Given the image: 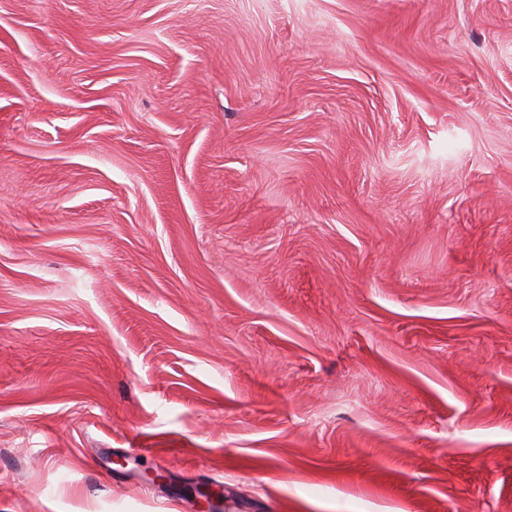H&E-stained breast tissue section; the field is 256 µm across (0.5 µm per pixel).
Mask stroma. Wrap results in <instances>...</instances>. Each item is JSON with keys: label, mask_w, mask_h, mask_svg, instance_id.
Wrapping results in <instances>:
<instances>
[{"label": "stroma", "mask_w": 512, "mask_h": 512, "mask_svg": "<svg viewBox=\"0 0 512 512\" xmlns=\"http://www.w3.org/2000/svg\"><path fill=\"white\" fill-rule=\"evenodd\" d=\"M197 484L512 512V0H0V512Z\"/></svg>", "instance_id": "stroma-1"}]
</instances>
